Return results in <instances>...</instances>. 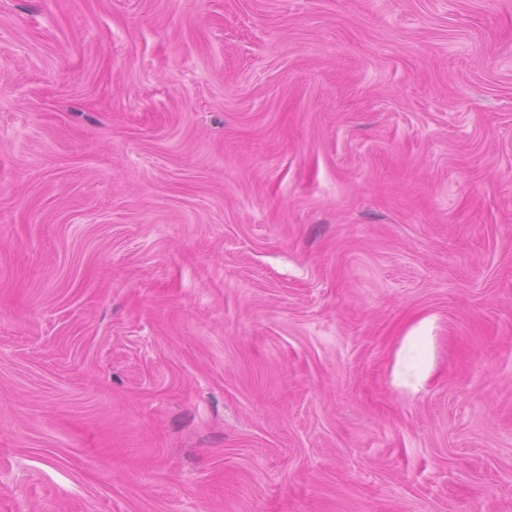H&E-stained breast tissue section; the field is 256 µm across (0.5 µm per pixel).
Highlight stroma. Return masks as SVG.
Wrapping results in <instances>:
<instances>
[{
    "label": "stroma",
    "instance_id": "obj_1",
    "mask_svg": "<svg viewBox=\"0 0 512 512\" xmlns=\"http://www.w3.org/2000/svg\"><path fill=\"white\" fill-rule=\"evenodd\" d=\"M0 512H512V0H0Z\"/></svg>",
    "mask_w": 512,
    "mask_h": 512
}]
</instances>
